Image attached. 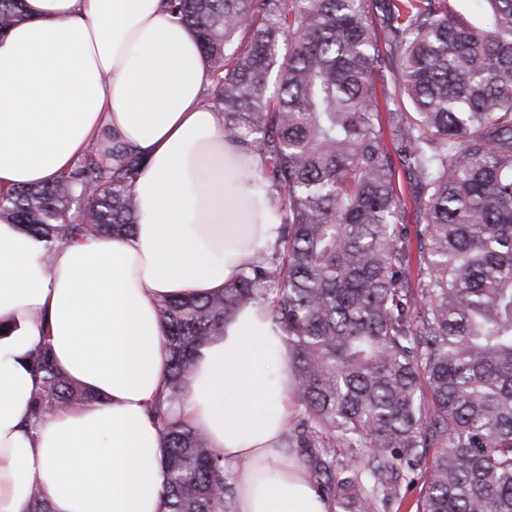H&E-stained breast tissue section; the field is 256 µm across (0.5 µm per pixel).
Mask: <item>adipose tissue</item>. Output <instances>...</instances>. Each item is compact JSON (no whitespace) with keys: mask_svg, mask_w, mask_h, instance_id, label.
Listing matches in <instances>:
<instances>
[{"mask_svg":"<svg viewBox=\"0 0 512 512\" xmlns=\"http://www.w3.org/2000/svg\"><path fill=\"white\" fill-rule=\"evenodd\" d=\"M0 38V190L68 173L113 139L143 163L131 236L53 250L0 224V512H160L166 445L148 413L168 375L157 304L221 292L273 245L280 217L258 157L225 139L194 32L163 0H24ZM266 307L201 348L181 417L234 467L235 512H331L282 446L293 379ZM49 346L95 395L27 428L28 356Z\"/></svg>","mask_w":512,"mask_h":512,"instance_id":"ef3b65f1","label":"adipose tissue"}]
</instances>
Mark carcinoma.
Segmentation results:
<instances>
[{
    "instance_id": "carcinoma-1",
    "label": "carcinoma",
    "mask_w": 512,
    "mask_h": 512,
    "mask_svg": "<svg viewBox=\"0 0 512 512\" xmlns=\"http://www.w3.org/2000/svg\"><path fill=\"white\" fill-rule=\"evenodd\" d=\"M164 2L197 34L224 136L261 160L281 223L222 293L158 304L161 512H233L223 454L176 405L199 348L248 304L269 306L288 349L283 447L335 506L378 512L389 474L435 446L415 512H512V0H483V28L450 0ZM22 19L21 0H0V32ZM139 165L115 137L65 176L0 192V220L49 251L128 234ZM405 190L423 210L415 264ZM29 360L28 426L86 398L49 348Z\"/></svg>"
}]
</instances>
